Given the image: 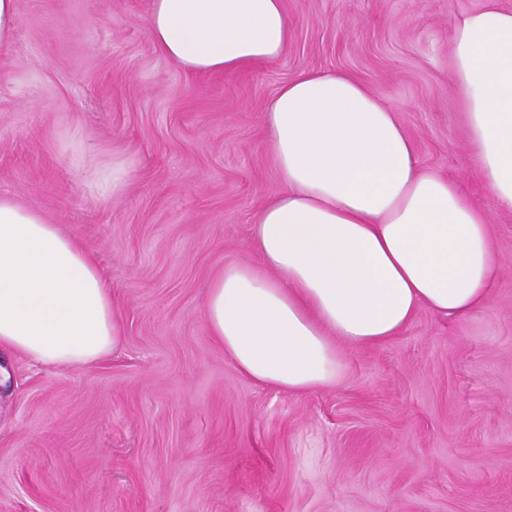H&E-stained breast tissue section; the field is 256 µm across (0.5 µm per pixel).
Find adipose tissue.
<instances>
[{"instance_id": "1", "label": "adipose tissue", "mask_w": 512, "mask_h": 512, "mask_svg": "<svg viewBox=\"0 0 512 512\" xmlns=\"http://www.w3.org/2000/svg\"><path fill=\"white\" fill-rule=\"evenodd\" d=\"M158 51L191 75L273 62L291 37L283 0H149ZM455 86L487 193L512 211V9L487 0L455 19ZM282 184L259 209L251 243L208 283L214 340L248 378L291 394L338 382L340 345L398 335L420 308L467 314L494 288L487 212L459 183L423 169L401 119L341 72L304 71L264 112ZM65 149L84 187L110 201L136 163ZM123 324L93 257L37 210L0 193V348L45 366L79 367L119 348Z\"/></svg>"}]
</instances>
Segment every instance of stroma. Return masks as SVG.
<instances>
[{
	"label": "stroma",
	"mask_w": 512,
	"mask_h": 512,
	"mask_svg": "<svg viewBox=\"0 0 512 512\" xmlns=\"http://www.w3.org/2000/svg\"><path fill=\"white\" fill-rule=\"evenodd\" d=\"M277 61L189 75L156 49L148 0H17L0 51V193L96 260L124 326L80 367L4 350L0 512H512V212L485 192L450 58L452 20L484 0H283ZM364 83L423 168L489 214L500 274L464 316L421 308L343 377L293 395L245 377L204 299L253 258L254 213L281 190L268 99L303 71ZM136 161L102 205L62 149Z\"/></svg>",
	"instance_id": "35a3bbf8"
}]
</instances>
